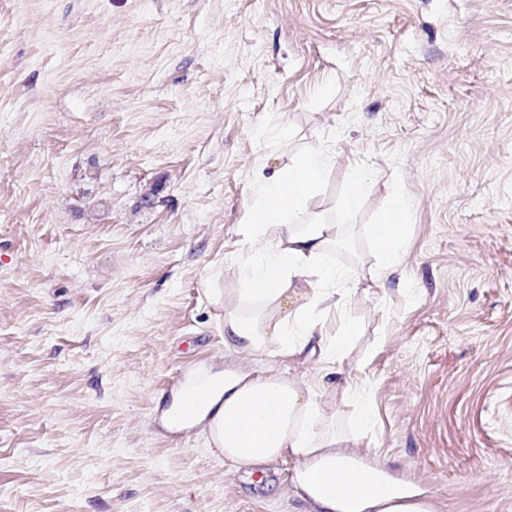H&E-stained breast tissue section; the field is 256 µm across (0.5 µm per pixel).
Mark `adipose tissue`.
I'll use <instances>...</instances> for the list:
<instances>
[{
    "instance_id": "ef3b65f1",
    "label": "adipose tissue",
    "mask_w": 512,
    "mask_h": 512,
    "mask_svg": "<svg viewBox=\"0 0 512 512\" xmlns=\"http://www.w3.org/2000/svg\"><path fill=\"white\" fill-rule=\"evenodd\" d=\"M331 164L327 154L305 153L252 186L248 232L259 237L272 228L276 239L245 271L244 292L262 308L226 316L224 334L229 339L256 349L273 342L289 353L312 335L314 297L306 291L293 295L289 289L310 270L328 283L340 276L327 256L343 240L342 226L302 221L309 196ZM214 389L223 397L214 421L224 429L219 445L225 459L260 466L286 455L299 458V483L328 512H428L425 502L403 491L385 493L370 485L361 465L336 452V431L311 391L275 374L248 382L218 380ZM343 471L352 478L351 491L343 497L325 494V478Z\"/></svg>"
}]
</instances>
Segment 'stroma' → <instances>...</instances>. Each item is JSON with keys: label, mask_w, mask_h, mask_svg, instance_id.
Returning a JSON list of instances; mask_svg holds the SVG:
<instances>
[{"label": "stroma", "mask_w": 512, "mask_h": 512, "mask_svg": "<svg viewBox=\"0 0 512 512\" xmlns=\"http://www.w3.org/2000/svg\"><path fill=\"white\" fill-rule=\"evenodd\" d=\"M310 151L309 211L405 191L398 256L295 280L321 340H225L250 187ZM207 358L313 391L430 512H512V0H0V512H324L296 458L154 428Z\"/></svg>", "instance_id": "obj_1"}]
</instances>
